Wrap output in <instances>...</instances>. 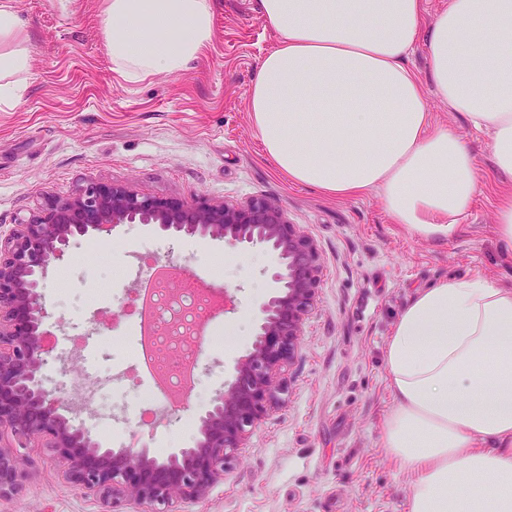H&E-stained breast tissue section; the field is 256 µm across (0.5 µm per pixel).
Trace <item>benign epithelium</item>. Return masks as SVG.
I'll list each match as a JSON object with an SVG mask.
<instances>
[{"label": "benign epithelium", "mask_w": 512, "mask_h": 512, "mask_svg": "<svg viewBox=\"0 0 512 512\" xmlns=\"http://www.w3.org/2000/svg\"><path fill=\"white\" fill-rule=\"evenodd\" d=\"M121 224H157L183 236L222 239L242 248L267 246L278 258L273 292L259 306L251 350L240 357L224 391L199 419L200 438L160 462L146 448H103L76 424L67 402L43 386L42 370L54 350L46 334L55 324L39 291L51 263L65 255L71 238L109 233ZM313 240L266 198L242 202L175 205L124 186H89L40 221L0 237V495L16 490L25 474L21 449L37 440L65 465V478L99 497L106 512L118 502L150 503L171 512L174 500L199 499L220 480L229 451L241 448L283 391V367L293 361L306 316L320 283Z\"/></svg>", "instance_id": "1"}]
</instances>
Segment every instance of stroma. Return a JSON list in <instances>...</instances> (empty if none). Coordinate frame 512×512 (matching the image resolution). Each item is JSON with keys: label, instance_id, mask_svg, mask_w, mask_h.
Masks as SVG:
<instances>
[{"label": "stroma", "instance_id": "1", "mask_svg": "<svg viewBox=\"0 0 512 512\" xmlns=\"http://www.w3.org/2000/svg\"><path fill=\"white\" fill-rule=\"evenodd\" d=\"M209 47L179 75L132 82L112 70L102 37L100 0H15L30 34L31 66L23 97L0 104V234L43 218L89 185H120L180 204L263 197L280 203L314 241L322 268L284 391L245 447L232 452L222 479L176 512H405L410 475L381 444L392 408L385 343L418 289L448 277L483 274L512 283V249L496 234L495 202L479 194L457 235L426 239L391 223L375 195L332 200L289 183L265 156L247 104L260 60L277 40L257 0H214ZM72 239L43 285L49 314H66L94 341L69 372L45 368L43 383L68 397L72 379L105 380L118 419L85 423L105 448L139 434L166 457L193 445L199 418L254 340L260 303L271 294L277 257L262 245L240 251L208 237L176 238L155 224L115 229L108 253ZM213 274L234 288L237 310L223 317L238 342L205 340L198 379L172 406L169 422L139 433L140 408L121 375L132 364L99 323L119 311L131 285L117 268H136L142 248ZM18 490L0 512H102L99 498L66 480L63 461L39 442Z\"/></svg>", "mask_w": 512, "mask_h": 512}]
</instances>
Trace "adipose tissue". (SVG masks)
I'll return each mask as SVG.
<instances>
[{
	"instance_id": "ef3b65f1",
	"label": "adipose tissue",
	"mask_w": 512,
	"mask_h": 512,
	"mask_svg": "<svg viewBox=\"0 0 512 512\" xmlns=\"http://www.w3.org/2000/svg\"><path fill=\"white\" fill-rule=\"evenodd\" d=\"M278 34L247 97L274 166L329 197L376 194L392 223L450 239L479 193L462 134L435 94L490 138L495 232L512 245V0H257ZM112 69L184 72L211 42L213 0H101ZM425 43L428 66L406 65ZM29 35L0 0V103L18 101ZM393 407L382 445L412 477L406 512H512V285L483 275L419 290L385 349ZM427 106L429 111L433 112V115L437 122H439L440 124H445L454 128H458L465 132V122L462 120L460 115L457 112H450L448 110L447 104L440 101L433 94H428Z\"/></svg>"
}]
</instances>
